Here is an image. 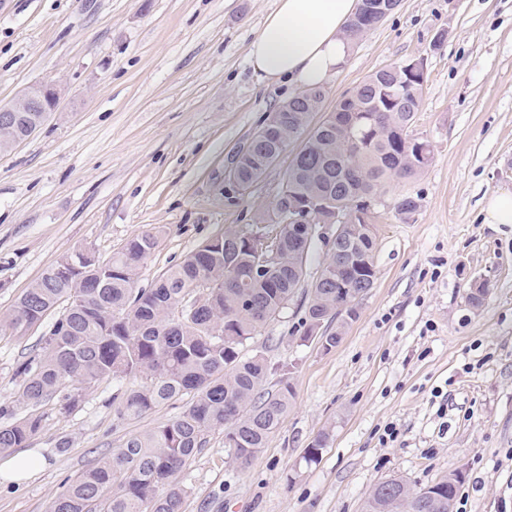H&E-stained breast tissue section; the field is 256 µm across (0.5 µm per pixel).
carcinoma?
Segmentation results:
<instances>
[{
  "instance_id": "1",
  "label": "carcinoma",
  "mask_w": 512,
  "mask_h": 512,
  "mask_svg": "<svg viewBox=\"0 0 512 512\" xmlns=\"http://www.w3.org/2000/svg\"><path fill=\"white\" fill-rule=\"evenodd\" d=\"M358 9L346 27L357 39L387 14L365 16ZM410 61L382 67L360 83L349 106L366 134L351 143L355 131L333 113L310 126L321 111L325 91L309 88L282 103L264 123L269 136L256 132L239 170L248 185L272 166L288 142L306 132L308 139L288 166L283 185L288 196L320 207L322 219L344 217L359 196L377 197L390 182L419 176L432 163L434 143L414 131L426 77L409 70ZM399 215L418 211L420 198L409 193L393 199ZM279 204L260 214L261 224L281 228L282 261L264 274L254 273L256 257L235 247V232L224 234L228 246L215 257L197 250L170 269L153 287H134L138 263L157 246L142 233L104 262L102 277L66 275L46 269L17 300L0 313V333L22 334L60 304L65 308L49 333L39 340L40 353L16 368L21 378L18 402L33 407L53 401L61 414L76 409L87 388L112 380L123 390L112 395L113 425L136 420L170 400L190 401L168 422L129 435L112 454L95 459L67 482L50 512H183L187 494L180 474L205 446L207 435L224 430V447L247 468L278 431L292 406L293 390L280 379L268 387L273 365L262 351L242 353L247 341L273 320L294 296L305 276L314 241L309 227L294 228ZM344 239L355 244L342 258L330 254L307 293L301 340L336 347L342 325L357 314L359 301L377 280L373 214L342 223ZM209 277L216 288L200 308L190 306L198 280ZM486 285L473 280L467 296L473 308L483 305ZM333 319L334 331L313 336L315 327ZM43 416L30 414L0 426V455L25 448L42 429ZM461 480L452 471L420 490L401 478L376 484L362 512H452Z\"/></svg>"
}]
</instances>
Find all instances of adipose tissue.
I'll use <instances>...</instances> for the list:
<instances>
[{
    "label": "adipose tissue",
    "mask_w": 512,
    "mask_h": 512,
    "mask_svg": "<svg viewBox=\"0 0 512 512\" xmlns=\"http://www.w3.org/2000/svg\"><path fill=\"white\" fill-rule=\"evenodd\" d=\"M357 7L358 0H278L250 45L251 67L270 84L323 85L350 57L343 29Z\"/></svg>",
    "instance_id": "adipose-tissue-1"
}]
</instances>
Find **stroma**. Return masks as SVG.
Wrapping results in <instances>:
<instances>
[{"label": "stroma", "mask_w": 512, "mask_h": 512, "mask_svg": "<svg viewBox=\"0 0 512 512\" xmlns=\"http://www.w3.org/2000/svg\"><path fill=\"white\" fill-rule=\"evenodd\" d=\"M278 0H0V102L27 86L64 89L56 112L0 154V311L63 257L109 259L144 231L159 234L136 285L152 287L202 242L257 231L306 142L297 136L245 190L231 162L264 119L297 95L253 71L249 47ZM426 61L416 129L436 145L419 177L391 184L375 207L377 281L340 342L298 334L306 289L251 341L288 377L294 406L252 464L239 468L224 433H209L181 475L185 512H361L390 476L416 489L456 470L468 512H512V224L482 221L484 196L512 190V0H401L354 43L324 85L319 123L377 69ZM419 196L405 217L393 197ZM484 281L482 307L467 301ZM0 338V405L17 416V365L57 320ZM448 393L439 414L435 391ZM112 384L88 389L28 450L45 461L0 480V512H49L62 483L127 434L167 422L177 400L112 425ZM396 425V441L380 436ZM316 461L304 453L319 434ZM72 441L64 452L56 441Z\"/></svg>", "instance_id": "1"}]
</instances>
